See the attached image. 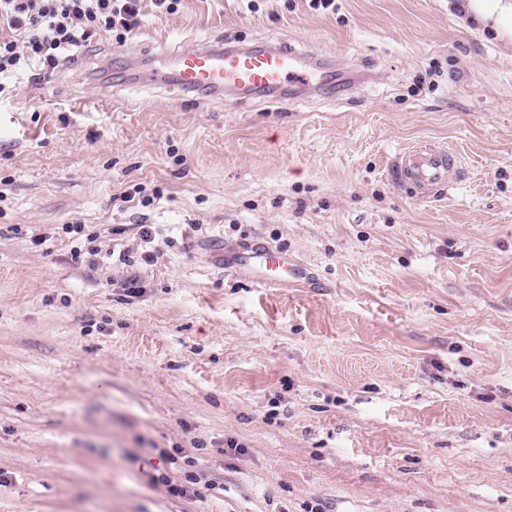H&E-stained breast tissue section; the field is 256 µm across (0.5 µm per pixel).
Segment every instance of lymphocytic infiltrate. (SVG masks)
Instances as JSON below:
<instances>
[{"mask_svg":"<svg viewBox=\"0 0 512 512\" xmlns=\"http://www.w3.org/2000/svg\"><path fill=\"white\" fill-rule=\"evenodd\" d=\"M142 0H0V25L17 38L0 37V79L16 76L38 61L54 67L58 58L85 47L96 33L116 44L142 22Z\"/></svg>","mask_w":512,"mask_h":512,"instance_id":"obj_1","label":"lymphocytic infiltrate"}]
</instances>
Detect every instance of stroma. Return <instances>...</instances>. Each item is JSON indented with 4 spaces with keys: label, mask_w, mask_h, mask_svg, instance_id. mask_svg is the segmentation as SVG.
I'll list each match as a JSON object with an SVG mask.
<instances>
[{
    "label": "stroma",
    "mask_w": 512,
    "mask_h": 512,
    "mask_svg": "<svg viewBox=\"0 0 512 512\" xmlns=\"http://www.w3.org/2000/svg\"><path fill=\"white\" fill-rule=\"evenodd\" d=\"M482 7L143 0L125 46L6 80L0 512H512V0ZM224 41L336 84L227 105L127 81ZM421 141L460 157L445 197L391 180ZM245 237L309 276H234Z\"/></svg>",
    "instance_id": "stroma-1"
}]
</instances>
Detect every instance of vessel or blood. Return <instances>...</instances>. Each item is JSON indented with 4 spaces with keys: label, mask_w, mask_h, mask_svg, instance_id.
<instances>
[{
    "label": "vessel or blood",
    "mask_w": 512,
    "mask_h": 512,
    "mask_svg": "<svg viewBox=\"0 0 512 512\" xmlns=\"http://www.w3.org/2000/svg\"><path fill=\"white\" fill-rule=\"evenodd\" d=\"M305 55L294 48L266 43L255 46L224 44L181 51L152 73H136L141 83H159L184 94L240 100L254 95L296 97L321 89L326 76L306 73ZM463 168L449 148L425 144L400 151L391 177L410 196L430 200L443 197L462 178ZM232 271L262 286H276L299 278L301 269L286 254L247 240L233 251Z\"/></svg>",
    "instance_id": "b4317fda"
}]
</instances>
